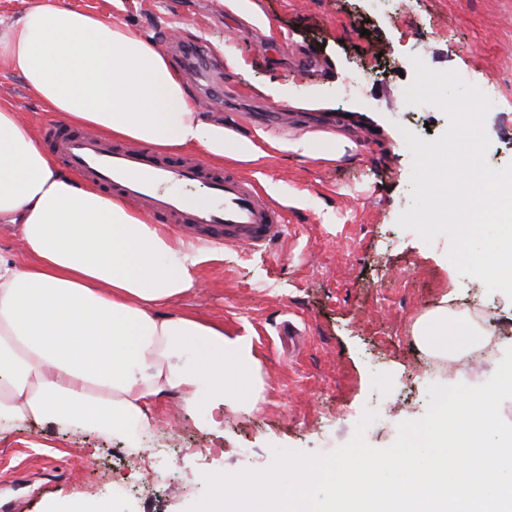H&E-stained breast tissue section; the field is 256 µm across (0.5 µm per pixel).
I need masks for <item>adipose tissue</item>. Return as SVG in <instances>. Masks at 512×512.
<instances>
[{"label":"adipose tissue","instance_id":"1","mask_svg":"<svg viewBox=\"0 0 512 512\" xmlns=\"http://www.w3.org/2000/svg\"><path fill=\"white\" fill-rule=\"evenodd\" d=\"M51 112L91 132L166 152L256 159L250 140L207 123L171 60L118 21L37 4L0 30V62ZM0 220L19 249L0 251V432L27 424L80 426L101 435L150 432L155 402L244 408L263 399L252 341L221 325L163 315L193 291L203 245L160 229L144 213L62 171L18 112L0 106ZM445 305L414 325L419 345L466 356L487 334L446 348ZM196 347L200 357L186 363ZM232 365L233 389L224 386Z\"/></svg>","mask_w":512,"mask_h":512}]
</instances>
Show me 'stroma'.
I'll use <instances>...</instances> for the list:
<instances>
[{
	"instance_id": "1",
	"label": "stroma",
	"mask_w": 512,
	"mask_h": 512,
	"mask_svg": "<svg viewBox=\"0 0 512 512\" xmlns=\"http://www.w3.org/2000/svg\"><path fill=\"white\" fill-rule=\"evenodd\" d=\"M123 23L171 56L206 122L262 151L225 165L256 177L286 205L285 235L260 251L208 246L196 266L199 286L166 306L251 337L267 382L251 410L217 411L164 398L142 448L177 435V457L164 483L125 497L144 464L125 435L81 428L22 426L0 433V512H190L207 475L261 472L274 448L326 455L349 442L365 411L382 418L368 444L390 446L398 427L428 408L426 373L434 357L417 346L414 321L456 297L491 317L501 335L491 356L471 367L453 361L444 385H478L512 346V298L460 275L446 236L424 242L400 228L411 204L412 156L404 132L438 138L450 119L401 96L414 78L411 56L493 89L487 163L512 164V0H61ZM360 82L349 92L350 78ZM0 104L41 134L54 115L22 78L0 62ZM332 143L335 158L304 155L292 144ZM296 326L302 341L288 346Z\"/></svg>"
}]
</instances>
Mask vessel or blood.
Masks as SVG:
<instances>
[{
    "instance_id": "obj_1",
    "label": "vessel or blood",
    "mask_w": 512,
    "mask_h": 512,
    "mask_svg": "<svg viewBox=\"0 0 512 512\" xmlns=\"http://www.w3.org/2000/svg\"><path fill=\"white\" fill-rule=\"evenodd\" d=\"M46 146L114 197L193 234L228 247L262 248L284 236V208L253 177L218 170L195 157L171 161L139 145L115 144L59 122L42 131ZM206 184L210 199L189 201L185 186Z\"/></svg>"
}]
</instances>
